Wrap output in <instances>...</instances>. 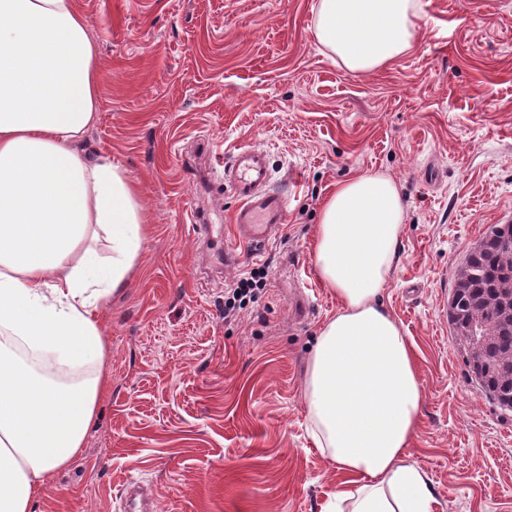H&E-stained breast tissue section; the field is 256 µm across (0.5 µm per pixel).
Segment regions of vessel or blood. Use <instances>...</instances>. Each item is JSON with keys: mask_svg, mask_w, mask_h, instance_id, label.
Listing matches in <instances>:
<instances>
[{"mask_svg": "<svg viewBox=\"0 0 512 512\" xmlns=\"http://www.w3.org/2000/svg\"><path fill=\"white\" fill-rule=\"evenodd\" d=\"M266 153L258 148H238L224 171V184L239 201L232 214L234 234L248 247L264 246L286 219L287 195L271 188ZM124 512H155L156 505L139 483L123 487Z\"/></svg>", "mask_w": 512, "mask_h": 512, "instance_id": "obj_1", "label": "vessel or blood"}]
</instances>
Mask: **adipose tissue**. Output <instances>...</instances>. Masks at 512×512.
Returning a JSON list of instances; mask_svg holds the SVG:
<instances>
[{"mask_svg":"<svg viewBox=\"0 0 512 512\" xmlns=\"http://www.w3.org/2000/svg\"><path fill=\"white\" fill-rule=\"evenodd\" d=\"M418 0H318L314 35L337 65L371 73L409 52ZM102 71L78 0H0V512H33L81 450L106 387L102 302L144 242L139 187L91 156ZM402 196L384 173L339 183L315 259L340 307L316 336L303 398L310 436L343 479L322 512H432L409 443L423 403L409 342L379 300L398 259ZM92 366L61 387L11 350Z\"/></svg>","mask_w":512,"mask_h":512,"instance_id":"ef3b65f1","label":"adipose tissue"}]
</instances>
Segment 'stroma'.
<instances>
[{
    "instance_id": "obj_1",
    "label": "stroma",
    "mask_w": 512,
    "mask_h": 512,
    "mask_svg": "<svg viewBox=\"0 0 512 512\" xmlns=\"http://www.w3.org/2000/svg\"><path fill=\"white\" fill-rule=\"evenodd\" d=\"M78 2L103 73L85 148L140 187L145 241L99 311L97 417L35 512H120L130 480L158 512H320L342 476L307 433L303 384L339 301L314 243L336 184L374 172L406 210L383 303L424 391L411 458L434 512H512V411L472 380L446 314L468 251L512 216V0H419L414 48L370 74L323 51L317 0ZM244 145L290 194L257 253L234 237L224 186ZM260 267L258 301L225 322V284Z\"/></svg>"
}]
</instances>
